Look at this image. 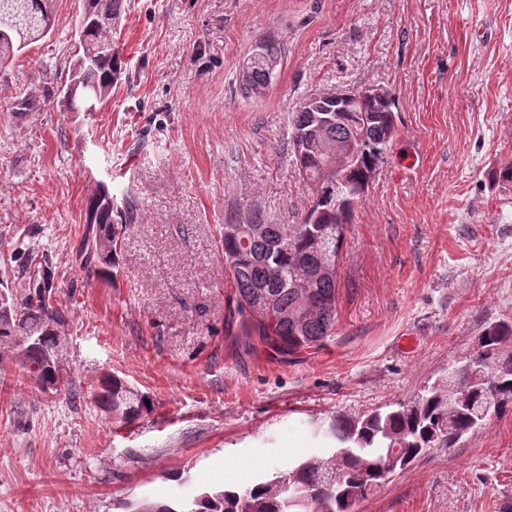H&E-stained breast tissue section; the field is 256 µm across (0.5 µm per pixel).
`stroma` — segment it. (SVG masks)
Segmentation results:
<instances>
[{
  "instance_id": "stroma-1",
  "label": "stroma",
  "mask_w": 512,
  "mask_h": 512,
  "mask_svg": "<svg viewBox=\"0 0 512 512\" xmlns=\"http://www.w3.org/2000/svg\"><path fill=\"white\" fill-rule=\"evenodd\" d=\"M83 0L0 67V281L47 267L69 318L61 390L0 367V512H120L288 464L315 428L412 398L512 318V0H125L122 73L93 112L60 91ZM267 37L265 95L240 86ZM393 94L400 136L356 206L337 263L334 337L247 352L220 231L257 202L298 223L311 192L289 119L317 90ZM33 94L39 112L19 110ZM132 198L118 273L83 267L88 199ZM149 397L116 422L103 376ZM357 512H512V413L433 448Z\"/></svg>"
}]
</instances>
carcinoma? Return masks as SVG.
I'll use <instances>...</instances> for the list:
<instances>
[{
    "instance_id": "obj_1",
    "label": "carcinoma",
    "mask_w": 512,
    "mask_h": 512,
    "mask_svg": "<svg viewBox=\"0 0 512 512\" xmlns=\"http://www.w3.org/2000/svg\"><path fill=\"white\" fill-rule=\"evenodd\" d=\"M57 0H0V65L23 51L40 32L52 30ZM90 17L78 23V52L70 62L71 82L63 97L71 112L87 111L89 101L104 103L121 73V61L113 47L112 29L118 24L124 0H85ZM272 78L266 68L255 67L243 84L251 95L265 89ZM326 103V109L300 104L292 113L291 141L299 175L312 191V200L297 224H272L263 211L244 207L243 225L263 230L246 238L244 246L222 237L224 267L228 268L238 296L237 312L245 335L257 338L266 349L288 355L303 349H319L336 326L337 274L304 278L299 270L318 265L317 242L327 241L331 259L337 261L344 231L336 223H351L354 208L365 197L371 176L398 136L399 113L395 99L346 97ZM339 116L321 128L322 141L304 145L297 141L318 124L320 116ZM362 129L368 144L347 179L361 192L347 203L336 190L338 171L334 150L350 143L353 130ZM135 204L112 205V195L97 189L90 201L85 243V264L100 266L112 274L121 250L119 221L134 223ZM24 291L18 295L0 289V362L16 361L26 367L34 387L59 390L60 368L55 354L59 328L67 310L55 296L51 274L37 266L22 267ZM512 363V321H497L478 336L473 365L485 373L448 370L446 378L423 387L414 399L396 402L367 415L333 418L321 431L325 447L299 462L259 476L246 486L206 488L175 505L142 500L126 503V512H356L358 504L386 483L388 457L398 458L402 472L431 448L456 443L474 429L483 413L486 397L497 392L503 398L495 416L512 409V374L499 375L500 362ZM468 392L469 404L456 405V391ZM97 401L112 418L132 424L148 415L145 397L114 376L102 382ZM293 476L301 496L292 498L283 478Z\"/></svg>"
}]
</instances>
